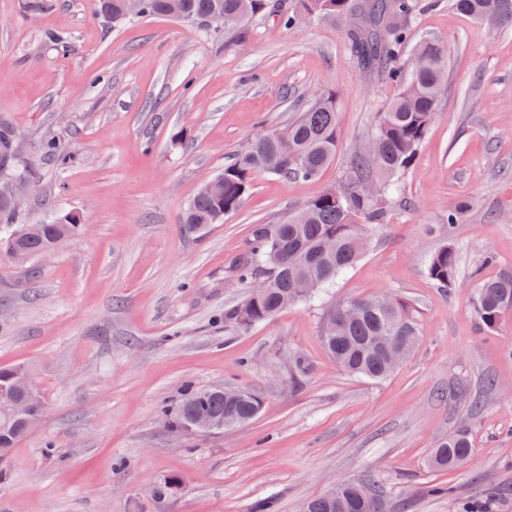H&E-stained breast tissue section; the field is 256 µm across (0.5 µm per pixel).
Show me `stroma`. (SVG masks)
<instances>
[{"mask_svg": "<svg viewBox=\"0 0 512 512\" xmlns=\"http://www.w3.org/2000/svg\"><path fill=\"white\" fill-rule=\"evenodd\" d=\"M423 2L410 32L443 46L448 81L385 223L331 292L416 307L421 344L374 382L327 357L322 302L246 329L224 323L248 294L237 264L253 226L341 183L397 93L357 65L346 22L281 0L294 26L269 11L241 34L161 16L115 27L91 0H0V124L38 185L18 221L84 217L48 261L0 254V367L31 366L47 402L0 460V512H252L265 498L300 512L367 475L386 512H460L487 496L492 512H512V311L495 333L473 314L476 276L512 269V24ZM328 93L338 146L320 179L259 175L223 223L183 224L202 180ZM51 143L75 162L59 166ZM446 242L458 254L447 290L427 275ZM189 383L252 387L265 405L221 434L176 432L162 408ZM464 425L468 462L430 468L437 442ZM439 482L451 495H427Z\"/></svg>", "mask_w": 512, "mask_h": 512, "instance_id": "35a3bbf8", "label": "stroma"}]
</instances>
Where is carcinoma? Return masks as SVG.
Wrapping results in <instances>:
<instances>
[{"mask_svg":"<svg viewBox=\"0 0 512 512\" xmlns=\"http://www.w3.org/2000/svg\"><path fill=\"white\" fill-rule=\"evenodd\" d=\"M94 9L118 26L133 17L169 16L205 23L224 17V28L237 29L267 8L266 0H140L138 14L126 12V0H92ZM459 13L492 23H512V0H449ZM418 0H304L303 7L321 16L358 15L361 28L350 33L359 65L398 88L387 108L379 113L373 139L377 151L354 155L350 170L339 187L312 199L278 224H256L248 250L238 264L239 279L249 288L245 300L227 310L224 320L247 328L271 320L291 304L307 301L336 284L339 276L362 255L360 245L371 224L384 223L386 199L401 190L403 175L410 167L419 144L433 122L441 88L448 77V57L432 39L414 45L418 65L401 62L409 40L408 21ZM338 112L336 97H321L286 128L262 132L251 146L235 155L216 176L219 183L201 187L188 203L182 223L195 229L219 224L238 211L251 180L269 173L285 180L319 178L335 160ZM15 135L0 129V172L24 182L28 172L15 164ZM372 181L378 191L365 196L363 181ZM18 213L0 201V247L19 259L39 256L62 245L77 234L83 218L77 211L57 216L51 224H18ZM458 257L445 243L430 257L427 274L441 288L456 279ZM264 286L253 290L257 280ZM512 310V271L478 282L474 312L489 331L497 330L505 312ZM422 328L412 303L383 295L358 297L326 307L322 319V344L327 355L346 373L372 380L386 378L390 371L376 344L391 339L413 349ZM31 377L26 364L0 367V388L15 386ZM26 410L19 414L0 412V457L30 432L28 421L41 420L43 396L35 384L21 392ZM264 404L263 395L245 388L237 396L220 387H186L178 405L165 414L168 423L188 429L199 419L230 421L236 427L254 420ZM470 453L468 432L459 430L434 448L430 465L451 470L463 465ZM334 497L309 499V512H381L382 499L369 479L344 481Z\"/></svg>","mask_w":512,"mask_h":512,"instance_id":"carcinoma-1","label":"carcinoma"}]
</instances>
